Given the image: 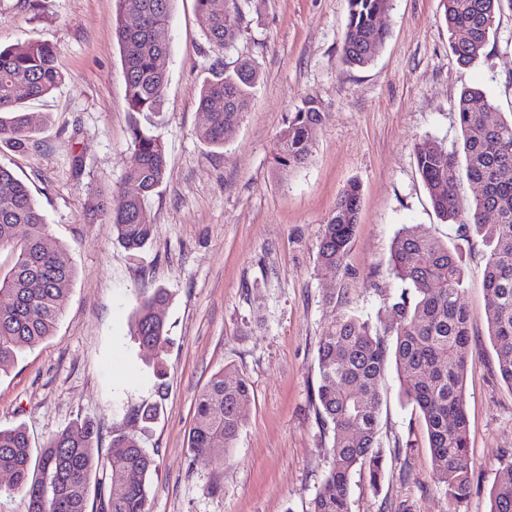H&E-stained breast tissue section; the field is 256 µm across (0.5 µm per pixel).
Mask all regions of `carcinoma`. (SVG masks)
Returning a JSON list of instances; mask_svg holds the SVG:
<instances>
[{"mask_svg": "<svg viewBox=\"0 0 512 512\" xmlns=\"http://www.w3.org/2000/svg\"><path fill=\"white\" fill-rule=\"evenodd\" d=\"M115 36L123 52L128 111L159 112L168 82V22L174 0H116ZM244 0H196L208 42L232 46L245 18ZM450 48L463 65L484 53L497 17L512 11V0H444ZM392 0H349L342 60L350 67L369 65L386 38L374 24ZM141 19L140 26L127 18ZM467 39L457 41V33ZM58 49L49 43H21L0 49V144L16 152L31 145L36 133L21 110V96L43 98L64 80L57 66ZM260 73L242 61L231 73L219 72L200 91L204 120L198 136L222 148L248 111ZM494 102L479 87L464 89L457 103L465 165L456 153L430 138L415 145L417 169L436 214L458 225L461 235L475 230L489 248L483 274L485 317L496 347L502 380L512 387V119L488 121ZM325 113L311 97L291 113L278 140V161L300 167L310 155L311 136ZM133 177L125 183L123 207L110 216L112 235L128 251H140L152 238L154 224L148 198L167 172L163 142L136 122L130 130ZM360 186H347L336 202L318 244V264L340 272L353 237L360 206ZM496 213L486 224L483 213ZM11 264L0 268V372L20 351L51 336L62 316L74 271L62 245L48 243L47 224L29 187L0 165V252ZM391 271L404 287L385 298L395 324L393 351H388L373 324L343 313L328 326L317 348V412L330 437V465L309 512H349L354 473L377 487L385 469L378 438L381 390L388 357L394 356L404 393L422 417L431 452L433 481L450 508L469 496L472 476L467 440L464 379L472 317L461 302L465 272L459 255L447 243L400 228L391 254ZM169 301L163 288H144L136 295L131 335L155 352L153 372L165 375L163 355L170 338L159 308ZM251 400L242 377L215 374L196 404L188 448L195 463L207 464L218 448L229 452L243 426ZM157 403L134 410L135 420L155 422ZM97 427L77 420L50 437L33 453L26 428H0V471L10 474V489L28 498L29 512H148L150 478L155 459L136 434H121L116 451L99 454ZM490 512H512V462L498 472L491 488Z\"/></svg>", "mask_w": 512, "mask_h": 512, "instance_id": "carcinoma-1", "label": "carcinoma"}]
</instances>
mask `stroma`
Wrapping results in <instances>:
<instances>
[{"instance_id":"35a3bbf8","label":"stroma","mask_w":512,"mask_h":512,"mask_svg":"<svg viewBox=\"0 0 512 512\" xmlns=\"http://www.w3.org/2000/svg\"><path fill=\"white\" fill-rule=\"evenodd\" d=\"M116 0H0V47L45 41L65 79L48 96L24 100L36 127L23 152L0 146V164L24 181L51 241L64 245L74 280L52 336L0 373V427L24 425L39 449L74 421L95 422L102 454L139 433L154 452L149 512H308L328 465L330 439L313 398L317 344L339 314L368 319L392 343L384 295L395 235L410 225L458 247L473 318L465 381L471 492L460 512H490V488L512 461V388L497 369L485 318L487 248L439 219L418 172L424 137L461 149L456 103L479 87L512 113V11L497 18L483 55L458 64L443 0H393L374 61H341L348 0H250L232 47L208 44L195 0H175L168 26V83L145 125L166 146L164 183L148 200L151 240L137 253L90 218L92 197L123 202L133 165ZM251 61L261 79L224 148L201 141L198 99L213 72ZM325 114L306 164L277 161V142L304 98ZM84 168L76 170L75 155ZM361 186L359 220L340 273L317 262L324 224L350 182ZM172 295L162 316L173 340L164 379L153 352L130 334L139 289ZM243 376L251 401L230 455L194 463L188 449L195 404L217 372ZM159 403L157 421L132 417ZM379 439L386 469L379 490L359 474L350 512H448L432 480L424 421L406 400L395 364L382 387Z\"/></svg>"}]
</instances>
